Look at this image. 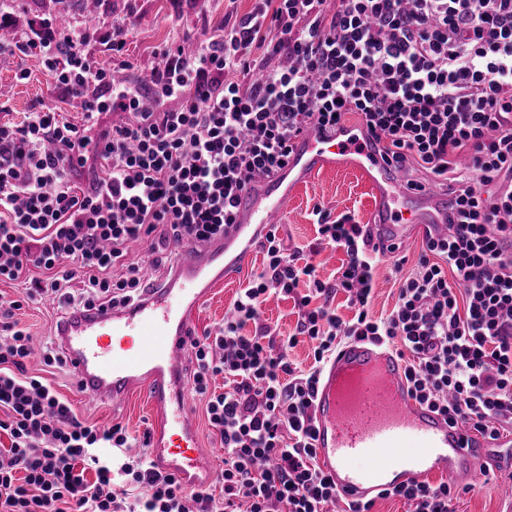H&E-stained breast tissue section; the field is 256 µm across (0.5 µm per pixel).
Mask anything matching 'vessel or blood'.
Instances as JSON below:
<instances>
[{
  "instance_id": "vessel-or-blood-1",
  "label": "vessel or blood",
  "mask_w": 512,
  "mask_h": 512,
  "mask_svg": "<svg viewBox=\"0 0 512 512\" xmlns=\"http://www.w3.org/2000/svg\"><path fill=\"white\" fill-rule=\"evenodd\" d=\"M367 176L374 195L373 244L401 250L417 233L448 221V198L403 187L402 175L349 136L309 131L295 140L287 164L258 179L241 197L235 224L223 238L181 250L168 282L119 310L69 316L60 323L61 350L77 391L120 406L142 391L157 425L152 448L162 471L197 488L224 463L200 446L194 412L180 377L191 349V319L214 288L239 269L249 244L281 217L289 197L315 171ZM315 447L340 500L364 501L433 473L472 481L512 471V460L488 448H511V435L487 439L415 401L401 358L381 344H343L320 375L314 397Z\"/></svg>"
}]
</instances>
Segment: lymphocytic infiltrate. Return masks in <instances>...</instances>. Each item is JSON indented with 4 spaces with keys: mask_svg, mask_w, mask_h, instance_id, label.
Wrapping results in <instances>:
<instances>
[{
    "mask_svg": "<svg viewBox=\"0 0 512 512\" xmlns=\"http://www.w3.org/2000/svg\"><path fill=\"white\" fill-rule=\"evenodd\" d=\"M12 25L0 7V54L37 59L54 89L87 105L78 124L50 108L0 125V282L23 285L0 292V512H330L338 496L316 463L313 397L347 340L394 347L414 398L449 420L491 438L512 427V0H253L209 40L158 48L149 110L88 52L123 57L122 29L49 21L18 36ZM107 112L129 119L98 129ZM352 112L407 188L447 185L448 222L426 235L380 319L369 314L380 252L353 215L311 212L320 243L347 256L331 282L276 230L264 235L261 273L218 332L192 341L191 384L224 449L223 497L185 489L151 461L148 436L85 422L29 374L24 304L137 301L131 243L148 242L161 267L182 244L223 236L241 194L287 162L297 136L343 128ZM340 292L356 310L347 321L330 307ZM274 295L298 308L281 342L259 320ZM303 337L316 343L305 371L288 358ZM391 495L412 512H452L445 482Z\"/></svg>",
    "mask_w": 512,
    "mask_h": 512,
    "instance_id": "lymphocytic-infiltrate-1",
    "label": "lymphocytic infiltrate"
}]
</instances>
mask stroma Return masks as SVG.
Here are the masks:
<instances>
[{
    "label": "stroma",
    "mask_w": 512,
    "mask_h": 512,
    "mask_svg": "<svg viewBox=\"0 0 512 512\" xmlns=\"http://www.w3.org/2000/svg\"><path fill=\"white\" fill-rule=\"evenodd\" d=\"M67 6L75 23L103 29L116 25L125 27L127 44L123 60L113 59L99 47L94 48L93 57L99 65L122 73L126 81L138 86L142 83L143 63L153 59L159 46L187 35L209 38L225 14L248 12L252 0H102L98 11L92 15L82 13L79 0H67ZM22 67L30 71L31 77L20 82L15 74ZM40 104L60 108L74 123L82 121V111L76 108L74 98L51 89L37 62L16 55L0 56V124L18 122L25 112ZM317 204L336 215L353 214L364 224L374 199L363 175L317 171L295 191L278 221V234L288 248H304L316 242L318 227L310 213ZM262 266V251H254L249 264L236 279L214 289L194 314L191 326L196 336L213 333L223 324L224 315L240 289L247 286ZM18 317L36 347L41 348L49 342L59 312L55 303L46 301L23 307ZM29 370L52 382L89 423L99 426L119 423L137 435L154 427L153 416L140 393H133L124 405L115 408L99 400L88 401L77 392L71 373L45 365L42 357L32 358ZM505 482V477L490 473L480 476L469 487L457 483L456 512H499Z\"/></svg>",
    "instance_id": "stroma-1"
}]
</instances>
